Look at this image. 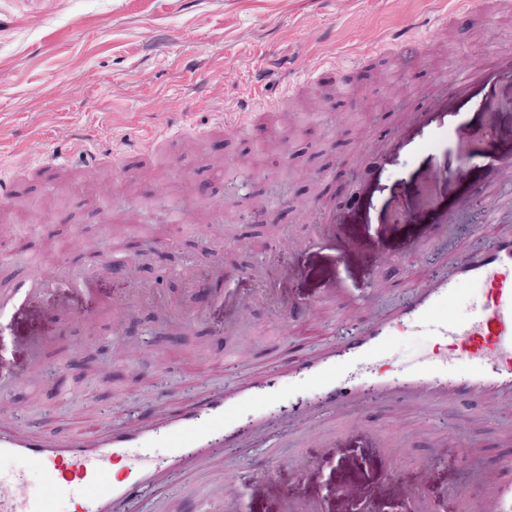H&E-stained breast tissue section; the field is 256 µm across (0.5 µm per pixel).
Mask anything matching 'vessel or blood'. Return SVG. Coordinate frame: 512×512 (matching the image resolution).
<instances>
[{"mask_svg": "<svg viewBox=\"0 0 512 512\" xmlns=\"http://www.w3.org/2000/svg\"><path fill=\"white\" fill-rule=\"evenodd\" d=\"M400 157L408 159V168L389 195H379L384 174ZM490 182L512 184V64L498 59L461 65L448 87L424 97L377 141L372 167L347 173L340 206L313 219L320 239L317 256L299 271V279L309 288H347L351 271L385 264L426 236H445L455 216L470 207L476 190ZM464 282L483 287L480 298L471 302L470 317L438 314V302L454 298ZM81 284L56 271L45 284L0 290V320L40 305L45 287ZM400 319L411 331L447 342V357L423 360L394 376L365 367L364 352L393 326L392 319L371 315L335 356L299 364L293 384L300 399L294 405L283 407L276 381L243 392L253 412L242 422H225L235 401L219 396L191 404L146 431L114 428L92 446L68 435L31 436L21 427L0 430V457L14 462L10 471H0V512H45L59 499L68 500L73 512H127L156 472L177 477L185 461L232 451L259 432L276 440L308 412L320 415L352 405L372 409L391 398L428 404L440 396L458 403L512 395V229L478 244L454 269L414 291ZM462 357L472 365L465 374L456 369ZM15 382L0 374V417L23 411L9 392ZM175 436L182 442L169 457L151 454L155 441ZM119 458L128 468L125 477L116 479L112 465ZM34 470L46 473L43 483H31ZM336 486V512L405 495L396 478L380 486L364 484L358 464L346 457L336 461ZM479 512H512V482L491 485Z\"/></svg>", "mask_w": 512, "mask_h": 512, "instance_id": "b4317fda", "label": "vessel or blood"}]
</instances>
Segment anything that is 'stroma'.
<instances>
[{
    "label": "stroma",
    "instance_id": "35a3bbf8",
    "mask_svg": "<svg viewBox=\"0 0 512 512\" xmlns=\"http://www.w3.org/2000/svg\"><path fill=\"white\" fill-rule=\"evenodd\" d=\"M437 15L436 0H0V178L11 187L0 206V289L37 265L95 271L89 287L47 296L59 314L40 322L41 381L11 391L21 425L94 436L284 374L335 348L344 320L392 315L410 286L500 230L512 193L487 185L479 216L458 214L447 236L315 303L307 321L288 316L281 274L316 237L303 213L341 192L326 174L369 161L380 136L463 59L491 47L512 59V0ZM381 37L389 46H377ZM359 50L360 66L343 65ZM321 58L328 67L301 83ZM275 64L301 87L271 106L264 89ZM229 112L249 114V129H225ZM87 135L99 164L41 166ZM19 242L25 256L15 261ZM240 320L249 342L232 355L227 331ZM130 345L141 358L121 361ZM86 350L89 367L72 369ZM447 353L436 337L399 327L374 361L387 372ZM326 427L356 439L337 454L292 435L272 450L215 456L150 486L136 512H183V495L207 491L199 474L223 470L235 477L224 512H289L309 500L336 512L340 454L365 460L369 483L396 475L410 486L394 512L426 502L477 512V472L512 457L504 398L427 413L397 403L330 416Z\"/></svg>",
    "mask_w": 512,
    "mask_h": 512
}]
</instances>
